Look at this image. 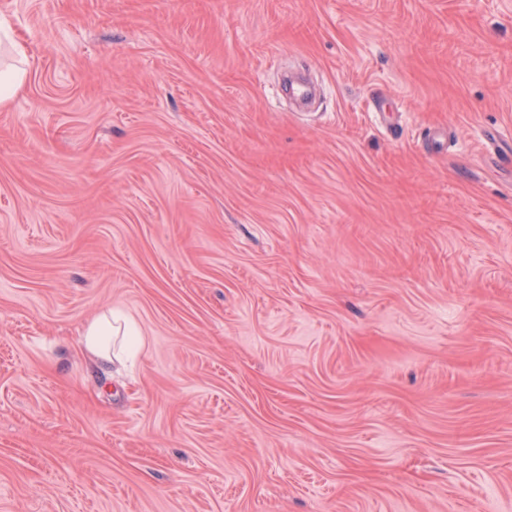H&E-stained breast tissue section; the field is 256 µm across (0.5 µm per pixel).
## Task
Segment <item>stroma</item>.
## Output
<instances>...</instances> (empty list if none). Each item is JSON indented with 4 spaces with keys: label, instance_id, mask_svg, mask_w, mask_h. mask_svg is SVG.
Here are the masks:
<instances>
[{
    "label": "stroma",
    "instance_id": "1",
    "mask_svg": "<svg viewBox=\"0 0 512 512\" xmlns=\"http://www.w3.org/2000/svg\"><path fill=\"white\" fill-rule=\"evenodd\" d=\"M0 21V512H512V0ZM25 71L13 67L0 68V104L10 100L22 87ZM119 328L112 327V310L91 321L84 329V349L102 364L112 362V335H118Z\"/></svg>",
    "mask_w": 512,
    "mask_h": 512
}]
</instances>
